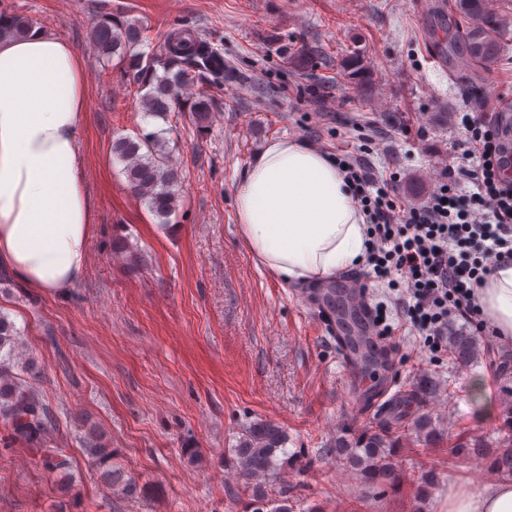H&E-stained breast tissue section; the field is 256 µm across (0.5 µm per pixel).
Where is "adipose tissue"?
Returning <instances> with one entry per match:
<instances>
[{"label": "adipose tissue", "instance_id": "adipose-tissue-1", "mask_svg": "<svg viewBox=\"0 0 512 512\" xmlns=\"http://www.w3.org/2000/svg\"><path fill=\"white\" fill-rule=\"evenodd\" d=\"M0 14V266L26 288L62 293L89 265L92 206L78 133L87 89L67 40L34 25L12 34ZM238 234L256 266L293 288L364 260V216L327 156L270 140L235 189ZM484 318L512 339V264L478 291ZM446 512H512V479L449 489Z\"/></svg>", "mask_w": 512, "mask_h": 512}]
</instances>
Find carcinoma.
Instances as JSON below:
<instances>
[{
  "label": "carcinoma",
  "mask_w": 512,
  "mask_h": 512,
  "mask_svg": "<svg viewBox=\"0 0 512 512\" xmlns=\"http://www.w3.org/2000/svg\"><path fill=\"white\" fill-rule=\"evenodd\" d=\"M491 2L455 0L457 38L462 45L457 57L460 69L489 72L498 63L503 23L493 12ZM141 43L142 28L137 22L111 14L98 19L91 29V44L102 62L108 63L115 56L125 62L127 86L135 87L145 115L168 120L170 113L182 109L184 86L196 83L199 92L188 104L189 119L197 128H206L214 91L236 78L234 68L189 26L170 32L164 49L158 53L137 50ZM165 134L164 129L141 130L133 139L121 137L112 144L113 155L125 163L131 192L162 224L168 223L178 201L174 190L178 172L172 165ZM15 336L13 323L0 315V417L12 426L16 438L37 445L46 430V411L12 371ZM448 354L454 361L466 364L479 355L478 343L471 336L459 334L448 343ZM286 442V435L278 427L265 422L253 424L245 431L241 447L234 449L240 476L249 480L273 474L276 454L286 453ZM385 448L387 436L372 434L358 442L346 462L359 468L369 482L378 483L389 471Z\"/></svg>",
  "instance_id": "1"
}]
</instances>
